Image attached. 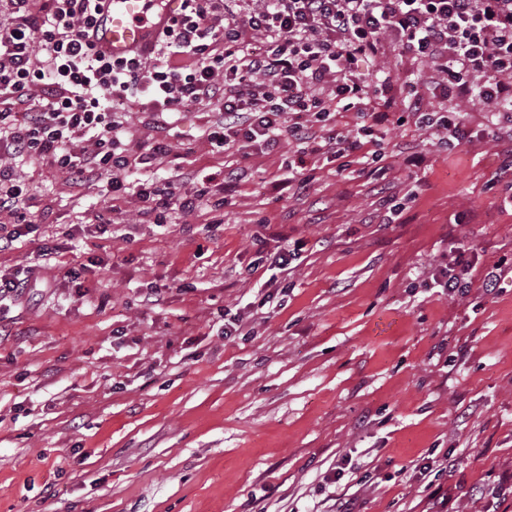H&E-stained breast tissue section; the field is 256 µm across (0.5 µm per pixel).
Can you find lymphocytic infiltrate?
I'll return each mask as SVG.
<instances>
[{"label":"lymphocytic infiltrate","instance_id":"1","mask_svg":"<svg viewBox=\"0 0 512 512\" xmlns=\"http://www.w3.org/2000/svg\"><path fill=\"white\" fill-rule=\"evenodd\" d=\"M102 0H0V214L26 221L24 181L14 160L30 159L79 183L125 188L130 168L150 169L171 152L158 142L128 155L124 118L141 107L156 118L186 108L214 120L212 153H267L282 139L320 149L311 130L337 110L351 129H331L337 157L362 149L376 130L399 124L403 92L392 77L370 90L363 65L387 43L434 72L438 110L411 101L421 129L466 144L467 102L477 99L512 124V0H260L242 15L229 0H181L147 50L112 60L89 40ZM145 215L191 216L223 209L209 187L181 192L146 180L135 192Z\"/></svg>","mask_w":512,"mask_h":512}]
</instances>
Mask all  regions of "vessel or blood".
Instances as JSON below:
<instances>
[{
    "mask_svg": "<svg viewBox=\"0 0 512 512\" xmlns=\"http://www.w3.org/2000/svg\"><path fill=\"white\" fill-rule=\"evenodd\" d=\"M158 0H106L94 28L93 40L115 60L130 58L151 37L146 15Z\"/></svg>",
    "mask_w": 512,
    "mask_h": 512,
    "instance_id": "obj_1",
    "label": "vessel or blood"
}]
</instances>
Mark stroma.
Instances as JSON below:
<instances>
[{
  "label": "stroma",
  "instance_id": "1",
  "mask_svg": "<svg viewBox=\"0 0 512 512\" xmlns=\"http://www.w3.org/2000/svg\"><path fill=\"white\" fill-rule=\"evenodd\" d=\"M377 67L434 105L428 66L390 44ZM150 121L129 113V155L173 152L129 182L246 175L223 210L159 223L19 163L29 221L0 215V271L38 277L0 302V512H512V130L384 128L368 175L293 141L212 155L194 108ZM459 255L464 296L434 282Z\"/></svg>",
  "mask_w": 512,
  "mask_h": 512
}]
</instances>
